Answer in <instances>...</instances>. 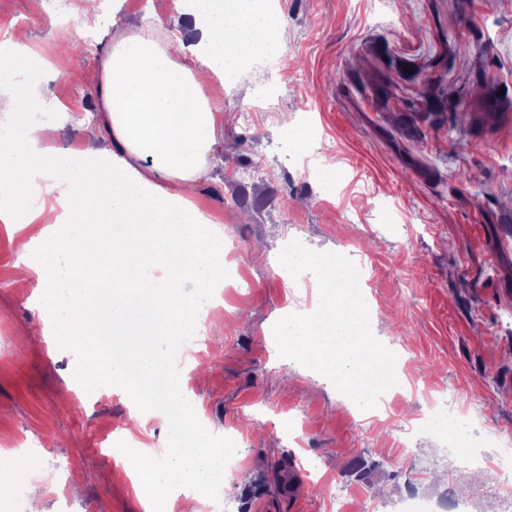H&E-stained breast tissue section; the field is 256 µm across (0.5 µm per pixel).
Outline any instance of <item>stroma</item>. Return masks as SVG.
Masks as SVG:
<instances>
[{
	"instance_id": "obj_1",
	"label": "stroma",
	"mask_w": 512,
	"mask_h": 512,
	"mask_svg": "<svg viewBox=\"0 0 512 512\" xmlns=\"http://www.w3.org/2000/svg\"><path fill=\"white\" fill-rule=\"evenodd\" d=\"M286 49L248 63L220 98L224 159L210 161L195 197L222 222L237 196L242 219L225 224L233 278L224 316L176 389L192 393L208 427L224 434L238 481L220 512H401L404 499L436 512H512L490 465L468 486L465 451L512 440V0H276ZM100 16L91 50L73 67L63 42L73 16ZM159 15L174 33L177 0H76L59 19L45 0H10L0 42L46 55L42 98L53 107L54 146L81 142L98 122L101 62L112 49L113 9ZM303 124L305 150L287 148L284 123ZM335 166L331 192L302 160ZM251 172L242 180L243 172ZM295 238L346 254L368 295L370 318L402 363L404 384L362 414L327 384L277 355L269 332L307 291L281 274ZM14 238L0 224V449L27 438L23 463L44 487L46 512H144L118 449L165 447L174 427L143 413L136 441L121 394L69 390L82 373L79 345L42 335L17 283Z\"/></svg>"
}]
</instances>
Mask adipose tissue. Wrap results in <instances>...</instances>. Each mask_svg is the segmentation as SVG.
<instances>
[{"label": "adipose tissue", "instance_id": "ef3b65f1", "mask_svg": "<svg viewBox=\"0 0 512 512\" xmlns=\"http://www.w3.org/2000/svg\"><path fill=\"white\" fill-rule=\"evenodd\" d=\"M183 13L190 37L163 45L113 17L102 120L85 127L82 143L47 149L54 125L25 117L21 105L39 95V79L0 90V119L23 130L19 140L0 137V222L32 229L18 241L23 287L61 333L82 336L87 386L116 383L133 404L152 391L185 422L167 461L136 452L129 475L144 512L169 496L194 505L229 479L223 449L198 459L201 436L191 422L199 407L172 398L176 368L167 352L183 327L205 329L199 297H218L224 286V230L193 203L209 158L223 147L224 109L204 90L246 63L279 58L285 45L273 0H186ZM101 140L112 149H96ZM189 286L195 297L185 295ZM17 492L33 506L43 497L21 460L0 456V499Z\"/></svg>", "mask_w": 512, "mask_h": 512}]
</instances>
